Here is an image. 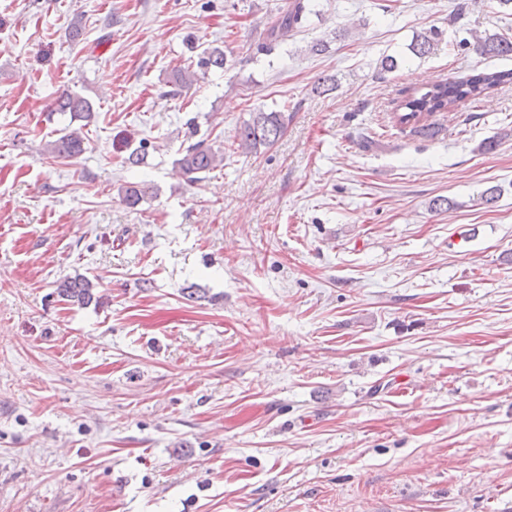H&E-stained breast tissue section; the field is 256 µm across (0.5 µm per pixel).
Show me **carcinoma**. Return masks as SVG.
<instances>
[{"label": "carcinoma", "instance_id": "1", "mask_svg": "<svg viewBox=\"0 0 512 512\" xmlns=\"http://www.w3.org/2000/svg\"><path fill=\"white\" fill-rule=\"evenodd\" d=\"M309 4L305 0H292L291 5L282 13L271 32V40L283 41L288 33L301 24ZM441 37L436 28L420 32L409 45V52L423 58L435 50ZM462 46L471 47L481 55H512V38L502 34H471V40L462 42ZM227 55L219 47L206 48L201 53L199 66L202 68H226ZM512 83V72L485 70L464 78L441 80L416 90L402 98L392 113L393 122L405 127L412 121L420 123L419 131L431 134L435 132L429 118L439 112H449L462 102L476 103L490 90L503 84ZM55 111L67 112L72 120L88 119L93 112V104L83 96L63 93L55 101ZM288 124V113L266 112L258 109L251 113L249 120L243 122L237 130L236 142L244 152H256L262 147L273 145L284 133ZM84 150V141L77 130H65L55 140L47 144V152L55 158H69ZM223 154L213 144L202 138L189 141L183 148L178 164L188 184H197L211 171L221 166ZM148 187L141 184L131 185L124 191L123 201L130 207H136L147 194ZM98 283L84 276L68 277L56 285V293L62 300L73 305L87 307L91 304L101 306L107 297L97 292Z\"/></svg>", "mask_w": 512, "mask_h": 512}]
</instances>
